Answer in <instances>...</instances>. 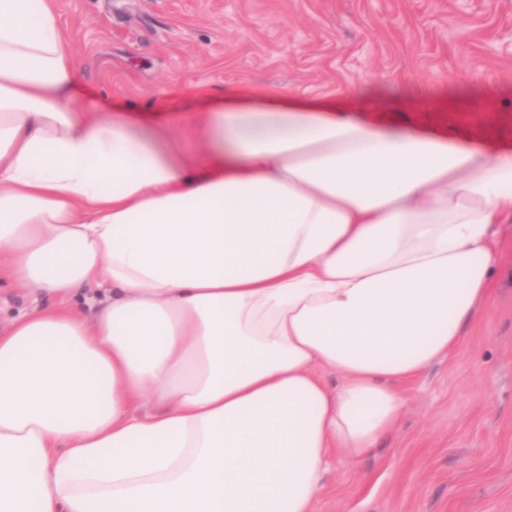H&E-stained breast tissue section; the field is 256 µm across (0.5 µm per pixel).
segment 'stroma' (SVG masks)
Listing matches in <instances>:
<instances>
[{
    "mask_svg": "<svg viewBox=\"0 0 512 512\" xmlns=\"http://www.w3.org/2000/svg\"><path fill=\"white\" fill-rule=\"evenodd\" d=\"M78 111L151 106L180 121L205 89L330 101L380 127H444L512 153V0H60ZM488 313L450 358L403 385L398 429L337 456L318 512H512V223Z\"/></svg>",
    "mask_w": 512,
    "mask_h": 512,
    "instance_id": "1",
    "label": "stroma"
}]
</instances>
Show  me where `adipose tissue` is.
I'll list each match as a JSON object with an SVG mask.
<instances>
[{"mask_svg": "<svg viewBox=\"0 0 512 512\" xmlns=\"http://www.w3.org/2000/svg\"><path fill=\"white\" fill-rule=\"evenodd\" d=\"M76 79L0 0V274L57 301L0 327V512H317L485 312L512 154L218 88L188 154Z\"/></svg>", "mask_w": 512, "mask_h": 512, "instance_id": "adipose-tissue-1", "label": "adipose tissue"}]
</instances>
